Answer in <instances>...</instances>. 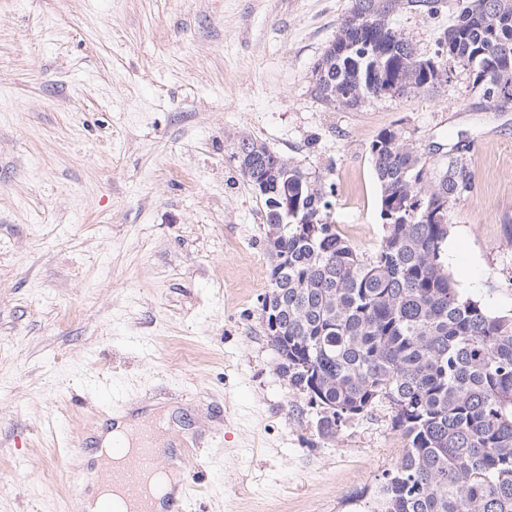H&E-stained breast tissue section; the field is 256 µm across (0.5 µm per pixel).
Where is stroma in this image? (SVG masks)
<instances>
[{"instance_id": "1", "label": "stroma", "mask_w": 512, "mask_h": 512, "mask_svg": "<svg viewBox=\"0 0 512 512\" xmlns=\"http://www.w3.org/2000/svg\"><path fill=\"white\" fill-rule=\"evenodd\" d=\"M466 0L395 25L432 52ZM352 0H0V512H68L77 439L116 404L154 429L221 433L188 512H359L406 443L382 402L335 435L277 369L261 300L265 205L233 156L247 134L333 186L371 254L370 142L466 144L472 193L446 261L512 311V109L464 76L326 109L311 70ZM199 394V402L189 394Z\"/></svg>"}]
</instances>
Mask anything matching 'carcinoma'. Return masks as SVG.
Returning a JSON list of instances; mask_svg holds the SVG:
<instances>
[{"mask_svg":"<svg viewBox=\"0 0 512 512\" xmlns=\"http://www.w3.org/2000/svg\"><path fill=\"white\" fill-rule=\"evenodd\" d=\"M437 3L352 0L312 70L315 98L356 111L434 93L459 71L489 108H511L512 0H468L428 56L394 17ZM464 149L433 160L399 126L376 135L384 235L366 258L333 224L320 176L250 136L234 144L264 224L282 226L266 249L279 372L323 433L385 400L406 440L369 512H512V313H490L445 263L452 209L473 186Z\"/></svg>","mask_w":512,"mask_h":512,"instance_id":"cac0c4a2","label":"carcinoma"}]
</instances>
